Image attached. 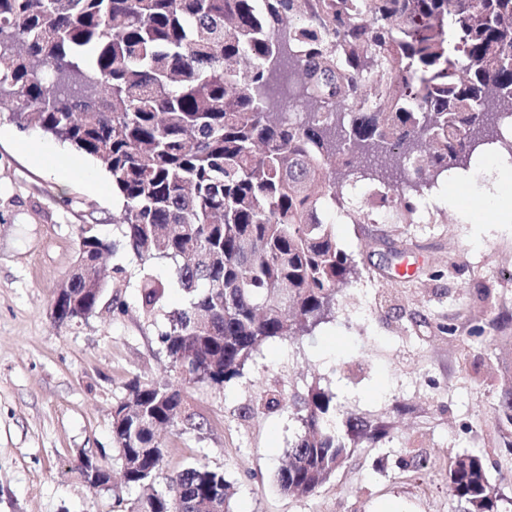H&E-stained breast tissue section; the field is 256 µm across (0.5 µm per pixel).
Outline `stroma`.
<instances>
[{"label":"stroma","mask_w":512,"mask_h":512,"mask_svg":"<svg viewBox=\"0 0 512 512\" xmlns=\"http://www.w3.org/2000/svg\"><path fill=\"white\" fill-rule=\"evenodd\" d=\"M31 138L44 160L27 152ZM471 166L480 178L451 174L413 193L405 221L381 206L374 181L347 182L334 230L358 274L335 315L311 334L266 341L224 388L185 387L194 420L162 433L157 488L199 462L233 486L232 512H376L385 502L453 512L448 463L477 453L512 498V427L495 420L512 380V223L498 220L490 175L512 168V156L484 150ZM122 206L98 162L0 117V512H127L140 494L119 478L112 407L132 379H173L157 336L187 297L170 286L169 263L153 262L146 270L169 285L165 308L142 313L136 285L146 270L112 222ZM83 224L116 242L106 264L124 271L108 275L103 310L60 325L54 292L75 268ZM315 383L388 433L317 493H285L275 475L301 432L297 409L250 407L266 389L290 400ZM85 454L112 470L111 488L84 481ZM422 457L436 461L434 472L407 470Z\"/></svg>","instance_id":"1"}]
</instances>
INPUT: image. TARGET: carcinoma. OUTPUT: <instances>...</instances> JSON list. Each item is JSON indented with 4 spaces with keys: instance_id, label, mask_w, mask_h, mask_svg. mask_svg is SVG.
I'll list each match as a JSON object with an SVG mask.
<instances>
[{
    "instance_id": "carcinoma-1",
    "label": "carcinoma",
    "mask_w": 512,
    "mask_h": 512,
    "mask_svg": "<svg viewBox=\"0 0 512 512\" xmlns=\"http://www.w3.org/2000/svg\"><path fill=\"white\" fill-rule=\"evenodd\" d=\"M11 119L98 161L124 200L126 245L172 266L141 279L139 306L188 295L159 343L179 378L134 379L112 406L129 512H231L224 473L194 464L167 489L155 431L190 421L182 385L242 375L271 338L312 331L335 313L356 265L326 206L336 173L375 169L426 186L502 141L512 119V0H0V104ZM409 218L410 197L382 196ZM115 243L79 227L75 272L59 320L102 306L99 260ZM189 369V375L180 366ZM284 394L267 390L258 409ZM303 428L277 473L312 495L356 452L387 434L308 388ZM458 512H509L482 456L448 464Z\"/></svg>"
}]
</instances>
